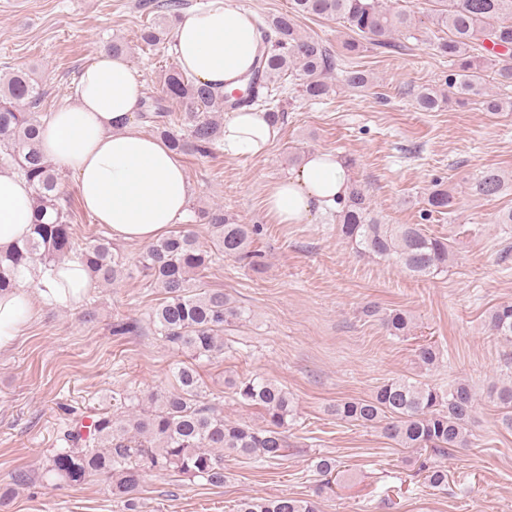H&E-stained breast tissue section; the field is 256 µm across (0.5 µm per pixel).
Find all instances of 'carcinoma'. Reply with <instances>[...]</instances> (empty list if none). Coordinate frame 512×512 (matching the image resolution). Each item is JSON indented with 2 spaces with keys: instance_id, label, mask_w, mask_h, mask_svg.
<instances>
[{
  "instance_id": "cac0c4a2",
  "label": "carcinoma",
  "mask_w": 512,
  "mask_h": 512,
  "mask_svg": "<svg viewBox=\"0 0 512 512\" xmlns=\"http://www.w3.org/2000/svg\"><path fill=\"white\" fill-rule=\"evenodd\" d=\"M429 23L448 37L438 38L436 48L457 65L448 75V87L465 97H480L489 112H500L504 102L486 91L484 52L486 43L502 51L494 53L495 73L504 85L512 86V0H432ZM316 16L336 21L354 37L345 42L353 54L362 49L388 48L393 35L401 33L415 40L426 35L415 16L387 5L386 0H290L289 10L257 22L264 41V55L258 66L244 77L245 90L228 96L190 80L178 67L163 75V96L147 97L138 116L148 122L171 150L178 154L207 157L218 149L223 121L212 108L229 112L258 105L274 122L284 119L280 106L272 104L265 90L283 76L293 81L294 90L316 101L335 88V70L343 58L323 42L301 33L297 18ZM166 20L147 25L141 39L148 46L168 40ZM344 82L353 89L371 82L366 71L349 67ZM43 92L23 71L4 75L0 84V168L17 171L34 187L33 233L14 251L0 255V293L15 287L16 272L25 267L34 272L40 265L58 262L74 253L81 257L90 279L100 286L112 285L124 277H149L164 292L153 311L154 332L165 342L188 353L192 359H211L224 350V331L249 318L221 290L195 288L194 275L208 268L212 253L248 260L257 265V253L250 250L256 228L238 224L222 209L203 214L215 232L214 248L201 245L196 232L180 231L148 244L141 260L130 264L113 250L112 242L98 238L81 246L70 222L71 204L61 190L59 173L42 154L39 129L43 118L37 111ZM179 104L174 114L167 101ZM448 101L445 93L425 87L414 95L415 107L433 112ZM509 185L498 170L480 171L469 183L471 195L495 198ZM453 193L435 183L426 194L427 212L450 214ZM336 230L352 245L355 253L384 258L413 276L433 278L448 269L452 252L447 239L426 232L420 224H386L375 213L365 188L351 185L348 197L338 201ZM412 318L401 309L383 317L392 336H407ZM489 335L512 345V304L489 312ZM419 364L433 367L437 348L428 343L416 349ZM173 391L150 399L146 408L134 407L125 415L101 410L84 416L73 414L63 432V447L53 450L43 477L53 486L77 484L90 477L109 482L112 495L128 512L137 508V495L144 476L152 470L170 471L188 479L224 485V454H236L272 464L288 453L286 429L294 418L293 398L276 381L252 376L228 379L235 401L263 411L265 425L254 427L224 417L205 401L197 371L189 366L175 372ZM501 424L512 430V383L496 391ZM475 405V395L465 381L440 387L421 381L394 379L377 388L367 399H351L335 406L336 417L361 426H382L385 435L402 448L428 453L420 470L428 486L448 489V468L430 455H447L467 448L471 439L465 432ZM340 463L328 454L313 459V472L322 486L329 487L340 474ZM237 512H317L316 505L296 497L251 498L241 502Z\"/></svg>"
}]
</instances>
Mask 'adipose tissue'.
<instances>
[{
  "mask_svg": "<svg viewBox=\"0 0 512 512\" xmlns=\"http://www.w3.org/2000/svg\"><path fill=\"white\" fill-rule=\"evenodd\" d=\"M262 50L251 15L231 0L183 11L174 30L179 69L220 90L239 87ZM75 93V103L59 107L42 122L44 156L74 177L83 208L113 239L139 244L156 240L184 219L191 188L179 156L140 126V75L124 55L102 49L81 69ZM278 135L265 112L244 109L225 118L220 149L230 157H263ZM350 187L342 159L315 150L287 179L267 186L264 207L274 223L307 224L317 213L335 208ZM33 196L23 176L0 171L1 252L29 235ZM90 286L85 266L75 257L34 273L20 269L15 288L0 293V352L22 335L37 308L75 309Z\"/></svg>",
  "mask_w": 512,
  "mask_h": 512,
  "instance_id": "obj_1",
  "label": "adipose tissue"
}]
</instances>
